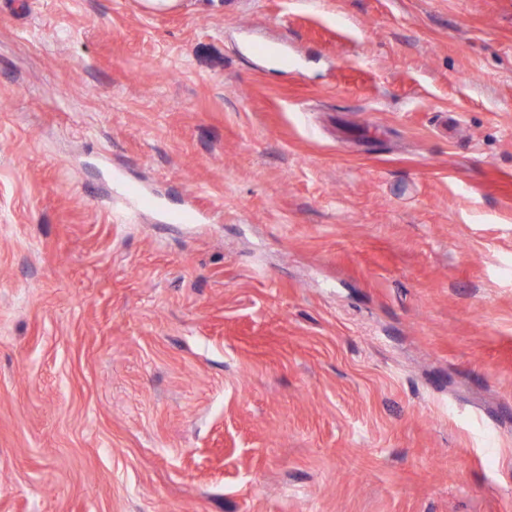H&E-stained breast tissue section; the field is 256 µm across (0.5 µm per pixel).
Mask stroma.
Listing matches in <instances>:
<instances>
[{
    "mask_svg": "<svg viewBox=\"0 0 512 512\" xmlns=\"http://www.w3.org/2000/svg\"><path fill=\"white\" fill-rule=\"evenodd\" d=\"M0 512H512V0H0Z\"/></svg>",
    "mask_w": 512,
    "mask_h": 512,
    "instance_id": "stroma-1",
    "label": "stroma"
}]
</instances>
